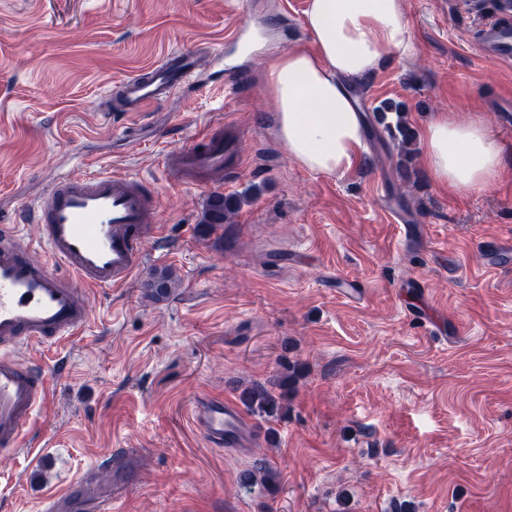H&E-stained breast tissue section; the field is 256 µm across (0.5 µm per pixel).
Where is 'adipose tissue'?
<instances>
[{
	"label": "adipose tissue",
	"mask_w": 512,
	"mask_h": 512,
	"mask_svg": "<svg viewBox=\"0 0 512 512\" xmlns=\"http://www.w3.org/2000/svg\"><path fill=\"white\" fill-rule=\"evenodd\" d=\"M304 24L313 49L278 53L265 71L277 96L274 130L289 158L306 170L341 174L365 146L348 83L387 57L410 53L413 38L400 0H308ZM422 137V162L441 189L481 194L512 177V156L481 118L462 123L441 112Z\"/></svg>",
	"instance_id": "1"
}]
</instances>
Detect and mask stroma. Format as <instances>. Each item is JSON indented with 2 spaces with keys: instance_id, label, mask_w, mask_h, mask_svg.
I'll use <instances>...</instances> for the list:
<instances>
[{
  "instance_id": "35a3bbf8",
  "label": "stroma",
  "mask_w": 512,
  "mask_h": 512,
  "mask_svg": "<svg viewBox=\"0 0 512 512\" xmlns=\"http://www.w3.org/2000/svg\"><path fill=\"white\" fill-rule=\"evenodd\" d=\"M308 0H0V224L13 223L56 173L86 159L148 180L176 249L148 250L128 285L93 294L89 325L47 366V407L29 448L0 464V512H38L51 491L129 449L137 477L120 512H512V256L491 269L476 242L512 238V180L478 194L438 189L421 164L433 113L483 118L512 149L502 90L512 61L476 43L485 13L458 0H401L415 50L360 79L366 128L358 164L309 172L271 118L270 57L310 45ZM257 42L231 71L209 64L233 26ZM186 50L201 85L144 112L105 109L138 68ZM402 120L409 156L386 157ZM240 157L223 195L240 207L216 231L210 190L162 167L214 114ZM406 224L389 220L388 208ZM176 281L148 294L151 274ZM364 292L361 303L342 295ZM299 374L283 420L256 416L249 448H214L189 411L203 394ZM268 463L276 487L240 475Z\"/></svg>"
}]
</instances>
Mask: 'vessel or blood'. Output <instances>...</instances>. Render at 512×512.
I'll return each instance as SVG.
<instances>
[{
  "instance_id": "1",
  "label": "vessel or blood",
  "mask_w": 512,
  "mask_h": 512,
  "mask_svg": "<svg viewBox=\"0 0 512 512\" xmlns=\"http://www.w3.org/2000/svg\"><path fill=\"white\" fill-rule=\"evenodd\" d=\"M480 48L512 59V0H496L481 27ZM195 57L170 52L118 87L125 111L142 112L198 77ZM223 119L210 122L185 147L166 153L163 165L177 181L223 188L229 150ZM25 221L40 229L46 257L32 258L19 225H0V455L25 444L26 427L44 403L50 374L42 363L20 360L22 347H50L78 335L89 321V294L120 288L145 266V240L162 237L156 205L145 180L102 170L70 171L48 183ZM478 247L491 260L512 253V240L487 237ZM194 427L215 448H247L255 429L230 397L204 395L191 409ZM117 497L85 475L47 498L41 512H115Z\"/></svg>"
}]
</instances>
